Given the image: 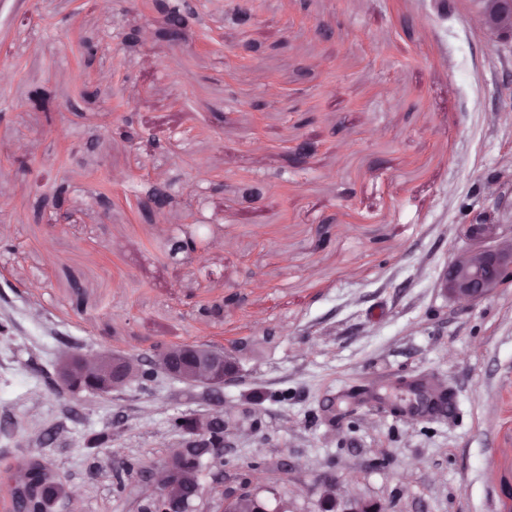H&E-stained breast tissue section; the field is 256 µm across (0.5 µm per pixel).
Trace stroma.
Returning a JSON list of instances; mask_svg holds the SVG:
<instances>
[{
	"label": "stroma",
	"mask_w": 512,
	"mask_h": 512,
	"mask_svg": "<svg viewBox=\"0 0 512 512\" xmlns=\"http://www.w3.org/2000/svg\"><path fill=\"white\" fill-rule=\"evenodd\" d=\"M241 3L252 25L232 20ZM197 12L174 45L132 0H0V512L4 472L30 455L72 493L56 512H141L150 469L185 439L172 418L215 410L224 473L203 470L198 512L244 485L320 512L330 480L379 512H504L512 284L465 305L438 280L457 225L484 210L512 224L495 203L512 194V49L478 31L470 0ZM133 24L141 45L116 44ZM64 180L75 214L58 224ZM155 180L174 196L161 233L135 198ZM193 222L211 242L190 261L169 240ZM187 343L235 352L237 381L100 396L56 377L69 352ZM414 379L450 390L453 412L402 413Z\"/></svg>",
	"instance_id": "1"
}]
</instances>
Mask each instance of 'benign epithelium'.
<instances>
[{
  "label": "benign epithelium",
  "mask_w": 512,
  "mask_h": 512,
  "mask_svg": "<svg viewBox=\"0 0 512 512\" xmlns=\"http://www.w3.org/2000/svg\"><path fill=\"white\" fill-rule=\"evenodd\" d=\"M481 33L502 43L512 44V0H472ZM142 28L129 26L113 35L118 44L142 39ZM312 146L298 139L292 147L293 161L304 166ZM142 210L152 215L165 213L170 205L169 191L160 183L157 191L142 198ZM465 246L445 266L439 286L455 301L476 303L501 286L512 283V225L496 224L484 212L457 227ZM240 370L239 359L231 351L210 345H157L147 361L101 350L94 356L71 354L57 366V378L66 387L109 395L132 382L153 383L163 374L173 380L219 391L232 383ZM418 395V404L406 408L410 413H442L448 393H435L426 380L407 383ZM181 431L188 435L184 445L169 456L160 473H150L153 494L143 512H193L194 503L204 496L202 487L187 482L183 460L191 464L204 461L212 467L224 466V440L227 431L224 413L216 411L205 418L191 417ZM12 503L39 499V512H53L54 503L68 496L63 476L44 460L36 465L25 461L8 479ZM322 512H378L377 506L361 502H341L329 495L322 499Z\"/></svg>",
  "instance_id": "benign-epithelium-1"
}]
</instances>
